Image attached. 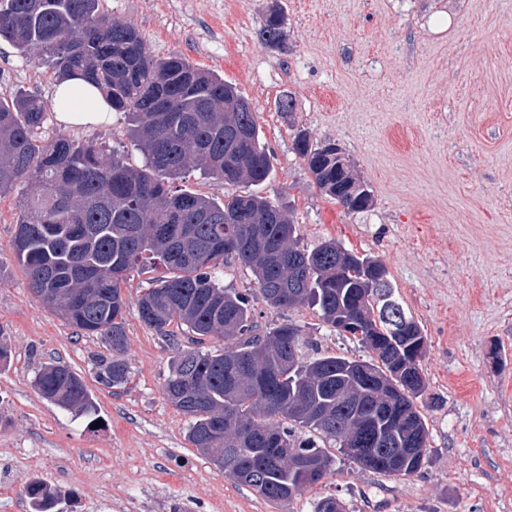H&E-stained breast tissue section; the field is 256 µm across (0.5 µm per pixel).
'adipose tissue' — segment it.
I'll return each mask as SVG.
<instances>
[{
  "label": "adipose tissue",
  "instance_id": "obj_1",
  "mask_svg": "<svg viewBox=\"0 0 512 512\" xmlns=\"http://www.w3.org/2000/svg\"><path fill=\"white\" fill-rule=\"evenodd\" d=\"M53 109L66 124H98L108 122L112 110L95 92L88 91L83 80L73 79L56 85L52 94Z\"/></svg>",
  "mask_w": 512,
  "mask_h": 512
}]
</instances>
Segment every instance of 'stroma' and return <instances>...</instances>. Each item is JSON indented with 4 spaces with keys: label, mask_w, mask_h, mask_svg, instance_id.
Segmentation results:
<instances>
[{
    "label": "stroma",
    "mask_w": 512,
    "mask_h": 512,
    "mask_svg": "<svg viewBox=\"0 0 512 512\" xmlns=\"http://www.w3.org/2000/svg\"><path fill=\"white\" fill-rule=\"evenodd\" d=\"M269 0H99L130 22L158 58L173 53L234 84L258 114L273 176L264 196L290 205L299 247L336 239L378 257L402 304L423 325L417 400L429 454L412 476H384L334 454L330 473L292 501L269 503L226 477L186 439L189 419L163 384L176 347L126 314L130 377L95 380L107 356L32 295L11 247L23 189L0 199V512H31L26 482L73 491L62 512H311L332 496L345 512H512V0H283L288 49L256 31ZM44 59L0 42V96L50 100ZM295 110L278 111L281 95ZM338 144L374 206L350 214L315 186L294 150L298 129ZM123 113L72 126L48 112L42 130L124 149ZM267 330L299 325L320 351L369 359L308 306L253 301ZM59 360L85 380L101 427L60 409L34 386Z\"/></svg>",
    "instance_id": "obj_1"
}]
</instances>
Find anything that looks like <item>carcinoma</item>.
<instances>
[{
  "label": "carcinoma",
  "instance_id": "cac0c4a2",
  "mask_svg": "<svg viewBox=\"0 0 512 512\" xmlns=\"http://www.w3.org/2000/svg\"><path fill=\"white\" fill-rule=\"evenodd\" d=\"M279 0L258 36L288 49ZM0 40L37 52L58 77L79 75L128 117L139 166L93 141L40 137L47 106L36 93L0 97V198L28 187L12 249L33 294L71 326L111 351L98 383L124 385L129 368L122 285L134 270L162 271L136 303L138 318L166 332L192 333L171 359L163 392L190 417L187 440L224 474L273 502L291 501L325 476L336 449L361 468L411 476L425 463L429 429L416 400L427 389L423 328L395 296L383 263L336 240L297 246L288 205L257 191L222 202L175 186L188 172L228 185L259 186L273 175L257 113L223 78L184 56L158 59L129 23L99 11L98 0H0ZM338 144L295 149L314 184L346 212L372 209L370 186ZM236 263L265 303L307 305L321 320L374 354L369 361L306 352L300 326L258 333L251 298L220 284L216 269ZM224 338L218 353L199 348ZM413 372L418 384L395 389ZM34 386L61 409L95 413L84 380L47 363ZM33 512L62 497L41 480L24 486Z\"/></svg>",
  "mask_w": 512,
  "mask_h": 512
}]
</instances>
